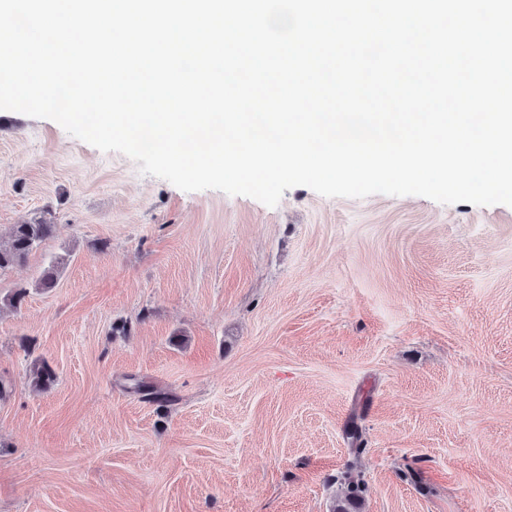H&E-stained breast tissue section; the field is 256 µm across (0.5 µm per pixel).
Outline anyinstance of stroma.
<instances>
[{"label":"stroma","mask_w":512,"mask_h":512,"mask_svg":"<svg viewBox=\"0 0 512 512\" xmlns=\"http://www.w3.org/2000/svg\"><path fill=\"white\" fill-rule=\"evenodd\" d=\"M46 215L0 273V512H333L348 470L362 512H512V206L185 192L0 110V241ZM55 227L46 217L14 225L8 243L0 244V271L23 263L34 248L54 234Z\"/></svg>","instance_id":"obj_1"}]
</instances>
